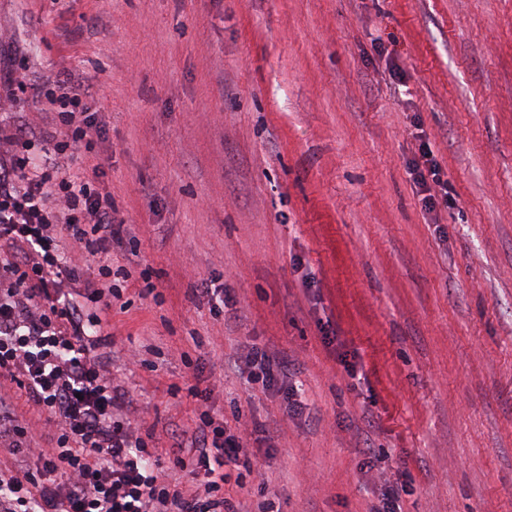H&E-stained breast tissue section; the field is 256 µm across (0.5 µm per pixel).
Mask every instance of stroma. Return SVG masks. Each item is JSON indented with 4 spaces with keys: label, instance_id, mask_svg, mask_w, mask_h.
Here are the masks:
<instances>
[{
    "label": "stroma",
    "instance_id": "obj_1",
    "mask_svg": "<svg viewBox=\"0 0 512 512\" xmlns=\"http://www.w3.org/2000/svg\"><path fill=\"white\" fill-rule=\"evenodd\" d=\"M0 34L19 111L60 67L86 79L79 165L124 222L130 305L92 351L163 469L196 384L259 427L247 512L392 488L401 512H512V0H0ZM424 142L452 198L431 212ZM256 344L274 387L247 383ZM0 387L28 430L0 469L38 473L54 427Z\"/></svg>",
    "mask_w": 512,
    "mask_h": 512
}]
</instances>
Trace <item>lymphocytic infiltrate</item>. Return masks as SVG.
<instances>
[{
	"mask_svg": "<svg viewBox=\"0 0 512 512\" xmlns=\"http://www.w3.org/2000/svg\"><path fill=\"white\" fill-rule=\"evenodd\" d=\"M52 83L66 105L51 117L60 133L53 153L26 162L15 152L18 136L0 129V245L24 254L15 286L0 290V368L21 375L29 400L56 426L52 447L38 451L47 479L0 473V512H243L224 492L229 483L246 487L254 472L241 437L200 410L199 433L175 465L203 480L184 491L161 474L157 451L124 416V391L89 351L86 337L111 324L112 267L104 263L98 280L86 284L101 311L86 327L69 288L83 268L63 258L57 244L71 238L105 259L123 224L111 195L74 166L91 126L77 93L82 74L64 68Z\"/></svg>",
	"mask_w": 512,
	"mask_h": 512,
	"instance_id": "f902f5d3",
	"label": "lymphocytic infiltrate"
}]
</instances>
